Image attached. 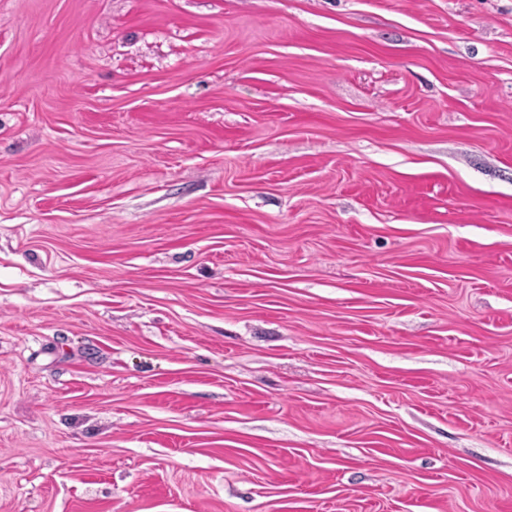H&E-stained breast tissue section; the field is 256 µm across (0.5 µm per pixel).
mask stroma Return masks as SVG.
Segmentation results:
<instances>
[{"label":"stroma","mask_w":512,"mask_h":512,"mask_svg":"<svg viewBox=\"0 0 512 512\" xmlns=\"http://www.w3.org/2000/svg\"><path fill=\"white\" fill-rule=\"evenodd\" d=\"M0 512H512V0H0Z\"/></svg>","instance_id":"obj_1"}]
</instances>
